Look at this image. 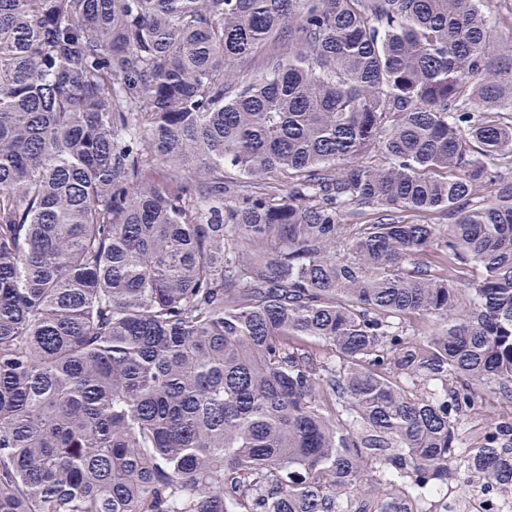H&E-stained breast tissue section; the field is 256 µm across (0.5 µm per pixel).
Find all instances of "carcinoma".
Instances as JSON below:
<instances>
[{"label":"carcinoma","mask_w":512,"mask_h":512,"mask_svg":"<svg viewBox=\"0 0 512 512\" xmlns=\"http://www.w3.org/2000/svg\"><path fill=\"white\" fill-rule=\"evenodd\" d=\"M483 2L0 0V512L512 498Z\"/></svg>","instance_id":"obj_1"}]
</instances>
